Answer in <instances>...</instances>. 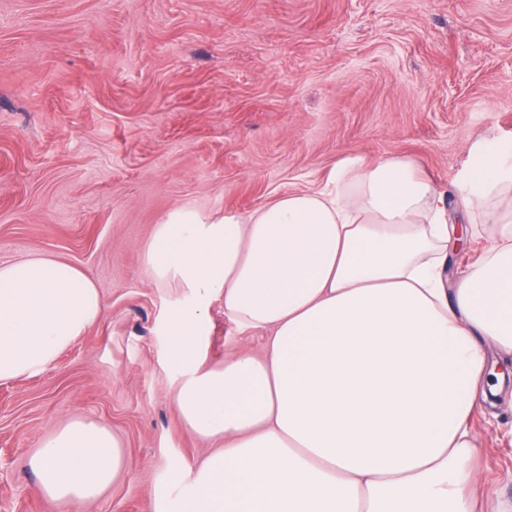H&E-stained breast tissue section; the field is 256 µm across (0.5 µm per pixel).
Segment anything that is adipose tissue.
<instances>
[{"label": "adipose tissue", "mask_w": 512, "mask_h": 512, "mask_svg": "<svg viewBox=\"0 0 512 512\" xmlns=\"http://www.w3.org/2000/svg\"><path fill=\"white\" fill-rule=\"evenodd\" d=\"M467 223L493 245L461 278L445 194L408 160H341L322 188L248 214L177 207L143 254L148 281L180 289L165 320L175 406L208 448L178 498L153 512H475L488 479L470 467L480 391L502 394L512 356V164L480 146L463 175ZM267 334L206 366L208 309ZM104 317L94 280L36 255L0 265V383L46 371ZM43 496L98 499L126 467L88 418L40 445Z\"/></svg>", "instance_id": "ef3b65f1"}]
</instances>
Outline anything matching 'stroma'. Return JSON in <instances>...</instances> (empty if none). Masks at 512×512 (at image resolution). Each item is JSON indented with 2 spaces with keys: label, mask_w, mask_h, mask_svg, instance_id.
Masks as SVG:
<instances>
[{
  "label": "stroma",
  "mask_w": 512,
  "mask_h": 512,
  "mask_svg": "<svg viewBox=\"0 0 512 512\" xmlns=\"http://www.w3.org/2000/svg\"><path fill=\"white\" fill-rule=\"evenodd\" d=\"M512 155V0H0V264L64 259L105 317L42 375L0 383V512H153L205 443L180 420L143 249L178 206L243 213L311 191L342 159L414 162L448 196L472 149ZM206 354L254 352L210 308ZM122 442L126 469L70 509L28 458L73 417ZM512 512V407L471 419Z\"/></svg>",
  "instance_id": "stroma-1"
}]
</instances>
